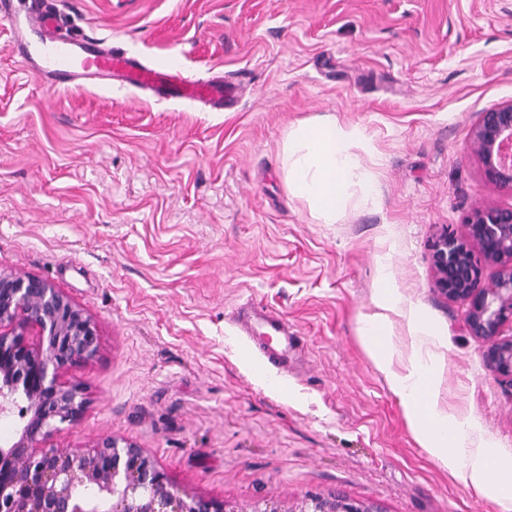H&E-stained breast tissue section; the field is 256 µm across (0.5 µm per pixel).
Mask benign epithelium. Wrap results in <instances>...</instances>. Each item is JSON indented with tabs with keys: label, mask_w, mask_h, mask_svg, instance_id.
Masks as SVG:
<instances>
[{
	"label": "benign epithelium",
	"mask_w": 512,
	"mask_h": 512,
	"mask_svg": "<svg viewBox=\"0 0 512 512\" xmlns=\"http://www.w3.org/2000/svg\"><path fill=\"white\" fill-rule=\"evenodd\" d=\"M473 146L487 179L512 192V102L483 113ZM435 290L466 306L469 333L485 343L486 369L512 387V208L476 212L467 235L446 232L431 245ZM497 272L484 279V266ZM92 317L39 276L0 271V413L22 406L19 438L0 446V512H386L375 500L308 494L296 509L260 500L250 510L182 493L133 441L107 436L70 452L43 443L59 424H78L82 385L65 378L94 358Z\"/></svg>",
	"instance_id": "1"
}]
</instances>
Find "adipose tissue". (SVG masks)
<instances>
[{"label": "adipose tissue", "instance_id": "ef3b65f1", "mask_svg": "<svg viewBox=\"0 0 512 512\" xmlns=\"http://www.w3.org/2000/svg\"><path fill=\"white\" fill-rule=\"evenodd\" d=\"M362 141L356 127L331 116L300 121L288 129L282 150L288 189L324 223H335L350 199L365 201L373 192L372 172L356 153ZM374 305L377 312L364 319L360 335L398 396L415 439L464 484L511 506L512 463H504L492 444L483 440L476 418L453 417L439 402L435 359L420 349L434 335L429 322L417 310L407 311L417 347L405 359L386 325L388 313L404 309L401 295L387 277L379 279Z\"/></svg>", "mask_w": 512, "mask_h": 512}]
</instances>
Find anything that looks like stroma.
<instances>
[{"mask_svg":"<svg viewBox=\"0 0 512 512\" xmlns=\"http://www.w3.org/2000/svg\"><path fill=\"white\" fill-rule=\"evenodd\" d=\"M60 16L145 63L239 84L217 112L129 86L47 92L0 20V270L34 274L95 321L89 398L46 447L106 435L181 491L237 504L337 492L386 512H504L415 440L360 336L380 273L436 338L439 401L512 461V387L465 307L434 290L430 245L512 208L473 133L512 102V0H60ZM332 115L369 141L371 200L324 224L288 191L291 124ZM384 265H377V257ZM284 314L286 366L241 335Z\"/></svg>","mask_w":512,"mask_h":512,"instance_id":"35a3bbf8","label":"stroma"}]
</instances>
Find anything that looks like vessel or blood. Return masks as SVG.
I'll return each instance as SVG.
<instances>
[{
	"label": "vessel or blood",
	"instance_id": "1",
	"mask_svg": "<svg viewBox=\"0 0 512 512\" xmlns=\"http://www.w3.org/2000/svg\"><path fill=\"white\" fill-rule=\"evenodd\" d=\"M8 20L9 49L33 67L50 91L112 82L151 91L161 97L189 100L223 110L234 97L231 87L214 80L191 77L174 65L147 66L121 52L107 49L95 38L73 41L59 31V14L52 0H34L24 18H17L12 0H0V20ZM241 331L266 339L272 359L288 355L289 324L282 314L263 306L239 318Z\"/></svg>",
	"mask_w": 512,
	"mask_h": 512
}]
</instances>
